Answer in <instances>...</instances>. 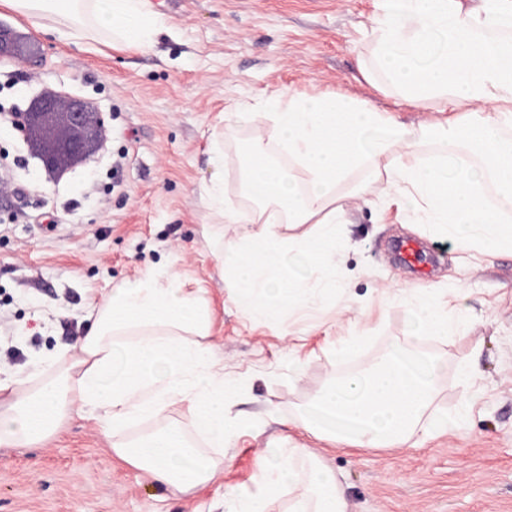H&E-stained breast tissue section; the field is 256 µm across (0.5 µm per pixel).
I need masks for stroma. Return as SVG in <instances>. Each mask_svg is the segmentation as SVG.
I'll list each match as a JSON object with an SVG mask.
<instances>
[{
  "label": "stroma",
  "mask_w": 512,
  "mask_h": 512,
  "mask_svg": "<svg viewBox=\"0 0 512 512\" xmlns=\"http://www.w3.org/2000/svg\"><path fill=\"white\" fill-rule=\"evenodd\" d=\"M165 31L147 47L58 39L43 18L0 7V22L40 46L38 65L0 62L27 105L63 88L104 112L107 156L50 184L27 164L16 134L0 128V157L14 163L24 204L0 213V369L25 377L43 355L85 336L92 305L114 284L164 269L185 288H202L215 313L211 344L241 379L234 415L246 425L221 450L224 469L207 487L181 493L153 481L111 450L96 418L76 415L48 440L0 447V512H224V494L261 485L266 461L296 445L313 451L340 480L348 512H512V253L473 257L424 224L407 223L369 184L347 216V245L336 258L346 291L290 317L250 319L230 299L211 237L216 218L203 184L214 174L243 207L241 183L257 124L244 105L267 106L283 91L340 93L389 111L398 121L441 115L374 88L359 70L380 0H152ZM224 154L222 171L209 162ZM416 238L435 259L428 277L391 250ZM435 292L449 317L471 326L449 341L427 336L394 295ZM356 322L365 336L357 359L332 356L327 337ZM400 344L443 365L436 404L472 409L461 426L419 448H359L288 426L331 380L367 369ZM304 367L288 373L289 363ZM477 363L467 384L461 369Z\"/></svg>",
  "instance_id": "obj_1"
}]
</instances>
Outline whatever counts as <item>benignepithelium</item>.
<instances>
[{
    "label": "benign epithelium",
    "mask_w": 512,
    "mask_h": 512,
    "mask_svg": "<svg viewBox=\"0 0 512 512\" xmlns=\"http://www.w3.org/2000/svg\"><path fill=\"white\" fill-rule=\"evenodd\" d=\"M7 57L30 63L38 58V48L20 33L0 25V59ZM11 127L27 146L28 159L42 173L54 175L56 183L76 167L94 159L99 135L106 131L104 113L60 91L46 92L32 98L27 107L10 113ZM26 196L21 187H8L0 174V211L15 207Z\"/></svg>",
    "instance_id": "benign-epithelium-1"
}]
</instances>
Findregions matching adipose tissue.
Returning <instances> with one entry per match:
<instances>
[{
	"mask_svg": "<svg viewBox=\"0 0 512 512\" xmlns=\"http://www.w3.org/2000/svg\"><path fill=\"white\" fill-rule=\"evenodd\" d=\"M29 17L53 21L61 39L143 46L163 28L152 0H0ZM364 78L385 95L452 120L406 125L369 102L345 95L284 92L269 128L258 129L243 174L250 205H226L214 180L203 196L228 224L252 225L217 258L236 305L252 319L275 321L348 287L336 275L345 216L361 196L346 181L356 170L406 202L412 224H425L468 253L512 252V0H381L368 33ZM442 149L424 154L430 143ZM287 164L267 158L268 145ZM313 269L291 272L289 253ZM432 336H454L435 298L404 300ZM214 311L202 291L169 272L117 283L73 352L48 355L23 382L0 379V446L30 447L57 432L76 408L100 411L112 451L154 481L180 492L214 481L212 451L229 445L237 387L206 342ZM188 403L193 430L168 422ZM151 427L129 434L134 422ZM270 484L305 482L291 512H348L332 470L301 448L280 449Z\"/></svg>",
	"mask_w": 512,
	"mask_h": 512,
	"instance_id": "obj_1",
	"label": "adipose tissue"
}]
</instances>
